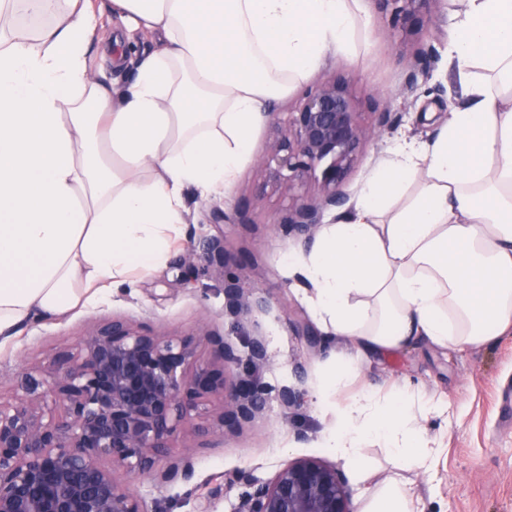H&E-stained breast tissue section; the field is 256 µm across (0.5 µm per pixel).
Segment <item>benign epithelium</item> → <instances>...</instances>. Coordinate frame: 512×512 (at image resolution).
<instances>
[{
	"label": "benign epithelium",
	"mask_w": 512,
	"mask_h": 512,
	"mask_svg": "<svg viewBox=\"0 0 512 512\" xmlns=\"http://www.w3.org/2000/svg\"><path fill=\"white\" fill-rule=\"evenodd\" d=\"M400 32L417 15L435 22L439 0H379ZM396 116L356 111L348 84L332 78L306 90L295 111L274 126L263 163L273 181L288 187L292 203L280 227L308 248L325 213L349 201L342 185L375 132H390ZM313 180V198L295 192ZM208 271L225 277L224 238L206 241ZM268 305L258 290L229 293V312L243 318ZM215 348L218 369L199 362L198 348ZM268 361L254 339L247 359L224 338L202 328L191 336L155 335L122 318L87 327L75 352L16 375L20 394L0 397V512H144L133 484L149 478L161 486L194 467L164 464L171 441L198 400L221 396L236 417L249 420L265 406L255 377ZM281 405L296 406L302 393L288 385ZM237 512H355L352 493L336 466L298 458L267 482L256 484Z\"/></svg>",
	"instance_id": "7a95c632"
}]
</instances>
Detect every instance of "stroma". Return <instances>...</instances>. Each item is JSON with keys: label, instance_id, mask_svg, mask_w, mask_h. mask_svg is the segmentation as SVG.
<instances>
[{"label": "stroma", "instance_id": "obj_1", "mask_svg": "<svg viewBox=\"0 0 512 512\" xmlns=\"http://www.w3.org/2000/svg\"><path fill=\"white\" fill-rule=\"evenodd\" d=\"M358 5L361 26L352 50L328 51L298 88L275 106L279 112L294 111L304 89L337 77L349 85L359 111L398 114L396 130L368 143L362 162L348 175L343 190L353 198L393 145L435 139L449 109L468 104L469 80L488 75L477 64L469 77H462L448 52L456 32L457 0H441L439 28L421 20L405 34L391 26L377 0H359ZM429 46L435 50L429 74L419 78L413 94L399 96L413 55ZM271 135L268 120H260L252 154L224 200L187 194V222L173 236L159 270L137 274L132 284L113 289L89 307L42 320L0 340V395H13L17 371L72 352L88 325L115 316L160 335H191L205 325L242 356L250 339L260 337L270 358L259 372L269 390L264 411L243 421L224 414L220 396L205 400L201 416L193 417L174 443V456L194 464L192 480L176 479L162 487L146 478L138 480L135 488L146 512H235L247 481H268L289 461L303 457L336 465L358 506L363 503V488L396 476L408 483L417 512H512L511 333L468 350L419 342L368 356L360 362L351 389L323 398L326 381L348 349L345 341L326 337L288 269L289 257L303 255L304 250L277 228L288 212L289 196L286 187L271 182L261 162ZM216 205L232 216V223L212 224L210 212ZM215 235L224 238L235 287L263 290L269 301L265 311L246 322L229 314L223 281L206 270L202 245ZM298 317L306 323L307 335L298 334ZM405 384L450 408L446 421L427 413L418 416L426 438L438 444L432 468H401L387 448L370 441L362 450L367 476L359 478L324 446L336 429V409L351 391L387 392ZM285 385L304 392L301 406L281 405L277 393Z\"/></svg>", "mask_w": 512, "mask_h": 512}]
</instances>
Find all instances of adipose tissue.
<instances>
[{
	"label": "adipose tissue",
	"instance_id": "1",
	"mask_svg": "<svg viewBox=\"0 0 512 512\" xmlns=\"http://www.w3.org/2000/svg\"><path fill=\"white\" fill-rule=\"evenodd\" d=\"M355 0H112L157 37L123 88L92 81L93 0H0V334L88 306L150 271L185 223V188L234 183L254 127L328 50H350ZM453 39L472 83L422 151L391 150L352 209L293 259L315 315L349 340L323 394L367 355L424 339L456 349L512 333V0H460ZM411 203L395 202L410 182ZM414 394H355L327 441L360 465L377 438L405 468L430 452ZM362 512H414L405 484Z\"/></svg>",
	"mask_w": 512,
	"mask_h": 512
}]
</instances>
